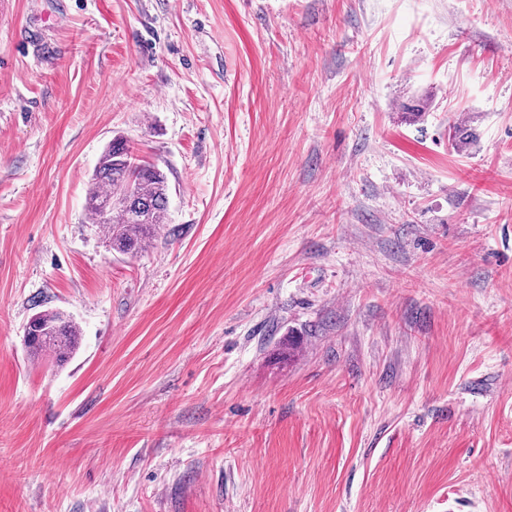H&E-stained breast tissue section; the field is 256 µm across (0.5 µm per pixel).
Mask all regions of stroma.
Masks as SVG:
<instances>
[{
  "label": "stroma",
  "instance_id": "1",
  "mask_svg": "<svg viewBox=\"0 0 512 512\" xmlns=\"http://www.w3.org/2000/svg\"><path fill=\"white\" fill-rule=\"evenodd\" d=\"M0 512H512V0H0ZM136 161L122 138L112 139L87 192L92 223L102 229L107 247L119 254L142 253L156 240L166 218L167 175ZM29 325L30 332L24 336V341L34 360L49 355L57 362L64 363L79 348V327L60 311L38 312L29 321Z\"/></svg>",
  "mask_w": 512,
  "mask_h": 512
}]
</instances>
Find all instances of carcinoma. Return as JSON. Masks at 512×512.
I'll list each match as a JSON object with an SVG mask.
<instances>
[{
	"label": "carcinoma",
	"instance_id": "carcinoma-1",
	"mask_svg": "<svg viewBox=\"0 0 512 512\" xmlns=\"http://www.w3.org/2000/svg\"><path fill=\"white\" fill-rule=\"evenodd\" d=\"M168 192L164 171L136 162L126 142L114 138L91 177L86 208L110 250L136 255L156 240L166 218ZM29 325L25 344L35 360L49 355L64 363L79 348V327L60 311L38 312Z\"/></svg>",
	"mask_w": 512,
	"mask_h": 512
}]
</instances>
